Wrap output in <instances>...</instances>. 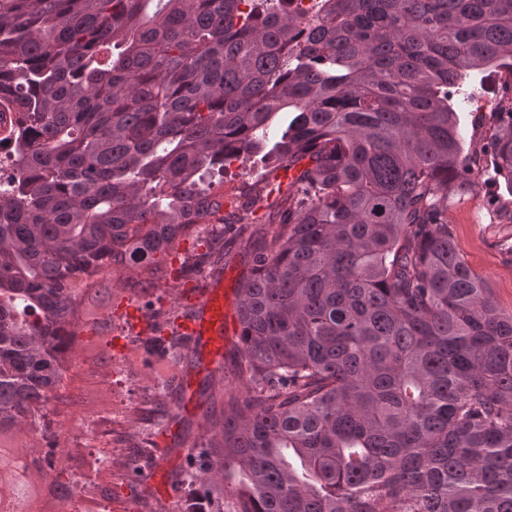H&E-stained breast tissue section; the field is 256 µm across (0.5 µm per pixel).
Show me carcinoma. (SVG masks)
I'll return each instance as SVG.
<instances>
[{"label":"carcinoma","mask_w":512,"mask_h":512,"mask_svg":"<svg viewBox=\"0 0 512 512\" xmlns=\"http://www.w3.org/2000/svg\"><path fill=\"white\" fill-rule=\"evenodd\" d=\"M512 73V0H0V462L74 342L105 269L156 279L230 224L212 177L295 170L250 199L277 230L237 315L233 512H512V313L457 250L448 199L485 162L512 196V82L463 153L452 89ZM54 469L51 492L68 497ZM29 476L0 472V502ZM20 112H1L0 113V175L8 174L12 170V159H13V143L14 137L20 132L17 128V118ZM12 126H16V130L13 135V139H4V136L8 134L9 129ZM12 140V144L10 141ZM207 247L205 243H196L194 238H182L176 245L174 250L171 252V256L168 258L167 265L171 271L179 268L183 258H187L190 262L195 260L196 255L205 253Z\"/></svg>","instance_id":"cac0c4a2"}]
</instances>
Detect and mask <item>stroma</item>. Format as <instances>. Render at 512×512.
<instances>
[{
	"label": "stroma",
	"mask_w": 512,
	"mask_h": 512,
	"mask_svg": "<svg viewBox=\"0 0 512 512\" xmlns=\"http://www.w3.org/2000/svg\"><path fill=\"white\" fill-rule=\"evenodd\" d=\"M512 74L500 70L476 74L466 80L453 104L459 112L465 151H472L488 132L475 126V112L490 114L499 102L501 85ZM261 163L251 159L229 167L216 185L225 201H245L247 194L262 187ZM512 209V196L489 183L475 193L448 204V224L457 249L468 266L487 283L497 306L512 313V224L501 221L500 207ZM271 224H251L239 237L214 232L213 240L223 243L220 260L206 261L191 279L177 278L183 259H195L206 252L205 244L194 238L180 239L167 265L170 273L156 280L150 294L154 321L165 333H176L186 313L193 311L189 294L192 284L214 282L222 286L227 302L224 323V351L215 357L208 347L183 342L170 347L162 357L145 353L143 345L152 335L148 318L131 324L115 309V302L143 306L142 297L124 289L123 277L108 271L97 280L107 294L91 290L78 295L76 341L68 355V370L60 387L46 404V423L39 432L20 434L33 459H40L47 447L72 455V469H79L88 457V447L111 451L109 466L87 481L75 494L79 512H183L182 494L166 495L145 484L141 476L163 470L174 486H182L188 455L220 439V426L229 395L246 394L240 377L242 362L236 307L239 290L249 276L252 252L274 232ZM188 373L190 394H183L179 378ZM131 386V396L115 401L116 385ZM91 425L89 442L80 440V428ZM112 489L103 499L100 487Z\"/></svg>",
	"instance_id": "1"
}]
</instances>
